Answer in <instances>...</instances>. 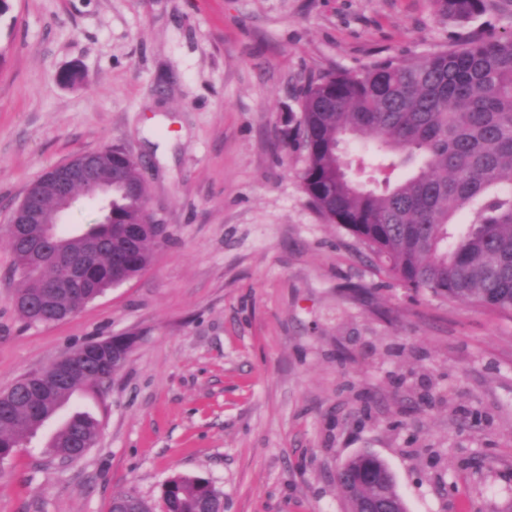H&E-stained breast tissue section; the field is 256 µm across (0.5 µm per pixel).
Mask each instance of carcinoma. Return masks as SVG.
<instances>
[{
	"instance_id": "cac0c4a2",
	"label": "carcinoma",
	"mask_w": 512,
	"mask_h": 512,
	"mask_svg": "<svg viewBox=\"0 0 512 512\" xmlns=\"http://www.w3.org/2000/svg\"><path fill=\"white\" fill-rule=\"evenodd\" d=\"M432 2L440 15L461 23L487 7V0ZM288 137L306 152L301 181L315 208L362 242L407 287L512 318V32L472 36L414 63L388 59L356 74L314 76L301 90L300 117ZM349 137L365 142L381 159L376 169L387 173L383 189L349 177L339 152ZM409 162L416 168L390 183V175ZM101 188L110 189L111 207L96 223L67 234L56 227L45 243L19 225L8 235L17 306L26 320L57 321L48 310H34L29 282L56 277L61 261L81 257L92 238L111 246L101 252L90 285L59 299L64 313L77 312L152 261L159 246L156 224L135 250H122L118 228L144 223L149 195L137 162L120 149L105 150L93 178L72 189L69 199L45 197L40 206L47 214L60 205L68 211L79 195L94 199ZM459 216L465 217V227L448 232ZM117 371V366H100L59 372L50 366L43 378H22L12 391L1 390L0 459L30 445L73 395L102 394ZM99 429L96 415L76 414L57 426L43 447L53 457L77 456L82 449L72 447L74 435L87 441ZM368 462L355 455L336 473L347 507L358 509L383 494L396 512H407L395 481L382 486L359 481ZM369 463L390 473L379 458ZM162 500L164 512L221 507L211 481L200 475L169 477ZM111 512L153 510L136 494L121 492L113 496Z\"/></svg>"
}]
</instances>
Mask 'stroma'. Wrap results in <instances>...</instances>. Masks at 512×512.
Segmentation results:
<instances>
[{
    "label": "stroma",
    "instance_id": "obj_1",
    "mask_svg": "<svg viewBox=\"0 0 512 512\" xmlns=\"http://www.w3.org/2000/svg\"><path fill=\"white\" fill-rule=\"evenodd\" d=\"M509 32L504 0L468 23L431 0H10L0 389L87 341L135 343L97 447L17 449L0 512H110L124 491L158 510L178 473L223 512H345L336 472L362 453L408 512H512V319L405 287L313 207L286 137L310 76ZM107 147L142 159L161 246L75 315L26 323L11 214L46 169Z\"/></svg>",
    "mask_w": 512,
    "mask_h": 512
}]
</instances>
